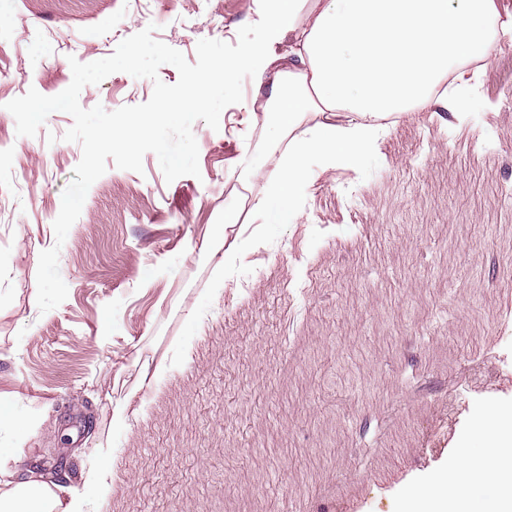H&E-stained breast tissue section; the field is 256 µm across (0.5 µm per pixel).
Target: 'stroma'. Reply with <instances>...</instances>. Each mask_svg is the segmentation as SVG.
<instances>
[{
	"instance_id": "1",
	"label": "stroma",
	"mask_w": 512,
	"mask_h": 512,
	"mask_svg": "<svg viewBox=\"0 0 512 512\" xmlns=\"http://www.w3.org/2000/svg\"><path fill=\"white\" fill-rule=\"evenodd\" d=\"M259 18V0H0V396L43 420L27 463L70 485L111 443L100 512H400L461 454L479 407H512L506 41L466 119L416 107L384 120L360 167L310 160L294 224L240 199L252 162L278 164L256 120L271 84L245 79L218 129L192 126L199 176L166 182L151 152L139 173L108 164L60 251L66 300L34 304L82 147L63 139L68 113L20 136L6 103L59 94L70 58L145 28L192 63L199 40L236 44ZM178 78L117 72L79 102L113 111ZM220 223L236 254L223 266L206 251Z\"/></svg>"
}]
</instances>
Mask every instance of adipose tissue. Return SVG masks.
Wrapping results in <instances>:
<instances>
[{"mask_svg":"<svg viewBox=\"0 0 512 512\" xmlns=\"http://www.w3.org/2000/svg\"><path fill=\"white\" fill-rule=\"evenodd\" d=\"M265 38L248 48L242 66L273 74L262 122L284 142L276 177L251 176L261 186L252 210L264 224H290L307 163L359 167L374 152L381 119L415 106L440 104L464 117L467 74L497 43L512 42V0H267ZM287 45L286 56L275 53ZM320 120L305 126L309 113ZM493 432L494 463L463 500H449L460 465L451 463L431 496L409 493L403 512H512V410L481 408ZM40 420L0 399V512H98L97 494L110 474L109 451L79 489L24 467L20 452Z\"/></svg>","mask_w":512,"mask_h":512,"instance_id":"adipose-tissue-1","label":"adipose tissue"}]
</instances>
